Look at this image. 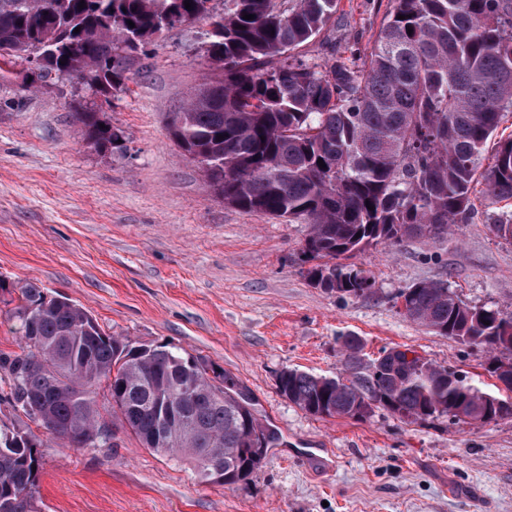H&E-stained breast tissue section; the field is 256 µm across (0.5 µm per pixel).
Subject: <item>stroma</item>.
Here are the masks:
<instances>
[{
	"mask_svg": "<svg viewBox=\"0 0 512 512\" xmlns=\"http://www.w3.org/2000/svg\"><path fill=\"white\" fill-rule=\"evenodd\" d=\"M392 6L340 0L298 56L320 63L336 50L364 61ZM207 30L198 21L155 37L126 91L107 100L74 81L26 90L21 62L0 80V354L18 349L10 314L33 284L83 306L112 335L223 368L280 443L246 481L203 483L189 462L142 447L102 384L96 401L112 444L44 438L41 512H512V418L411 422L378 408L360 420L317 418L277 387L286 368L335 376L341 339L355 336L365 362L398 346L491 389L483 351L407 321L393 297L444 279L469 305L512 309V243L493 230L512 200L474 190L472 218L453 235L359 253L374 294L313 287L301 263L308 225L224 204L173 139L177 112L214 76ZM80 106L123 130L122 150L84 141ZM305 448L323 449L328 468L310 469Z\"/></svg>",
	"mask_w": 512,
	"mask_h": 512,
	"instance_id": "obj_1",
	"label": "stroma"
}]
</instances>
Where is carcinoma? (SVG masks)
<instances>
[{
    "label": "carcinoma",
    "mask_w": 512,
    "mask_h": 512,
    "mask_svg": "<svg viewBox=\"0 0 512 512\" xmlns=\"http://www.w3.org/2000/svg\"><path fill=\"white\" fill-rule=\"evenodd\" d=\"M212 2L190 0L188 10L184 0H0V73L40 56L33 87L79 79L114 96L129 80V43L149 44L165 21L210 20L215 76L189 96L174 137L202 157L224 203L309 225L303 273L342 297L373 292L374 278L351 262L367 247L441 239L468 223L476 183L493 203L512 199V135L488 166L482 157L512 112V0H394L361 65L334 51L322 64L293 54L324 30L338 0H224L221 14ZM80 122L97 151L125 139L98 112ZM20 293L11 319L24 346L0 355L3 398L38 428L76 448L106 444L93 436L101 420L93 389L104 380L122 426L143 447L192 463L203 481L234 485L259 467L274 433L226 372L202 356L114 336L66 297L33 285ZM398 297L406 320L488 354L489 376L497 354L512 357V345L501 347L512 311L470 306L444 280ZM360 350L343 338L335 377L281 370V394L319 418L362 419L375 408L412 421L512 417V388L486 391L417 354L407 360L398 346L366 370ZM41 445L30 430L0 431V512H37Z\"/></svg>",
    "instance_id": "1"
}]
</instances>
